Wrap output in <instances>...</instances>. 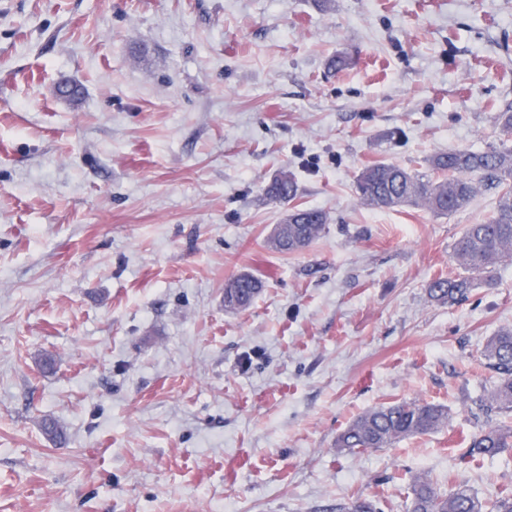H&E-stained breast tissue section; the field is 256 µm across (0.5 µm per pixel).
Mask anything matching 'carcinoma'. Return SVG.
<instances>
[{
	"label": "carcinoma",
	"instance_id": "obj_1",
	"mask_svg": "<svg viewBox=\"0 0 512 512\" xmlns=\"http://www.w3.org/2000/svg\"><path fill=\"white\" fill-rule=\"evenodd\" d=\"M430 174H417L398 164H372L356 181L361 202L387 209L415 202L440 215L465 207L481 189L493 190L498 200L491 214L470 224L454 246L453 260L463 270L456 278L439 276L428 293L436 300L466 299L478 276H493L498 261L512 253V150H458L440 153L428 160ZM267 200L281 205L297 198L294 178L286 173L274 177L264 188ZM328 222L325 212L295 205L283 223L276 226L269 244L272 249L295 254L318 239ZM262 283L249 274L234 277L224 288V307L242 310L260 293ZM484 357L495 373L489 394L477 402L472 415L483 427L472 435L468 455L494 458L512 448V427L497 422L512 413V328L500 330L486 344ZM448 422L446 408L424 401L391 404L368 410L348 424L336 437L341 451L387 448L395 441L438 430ZM407 512H512V494L501 492L485 505L460 485L445 494L427 476L415 475L410 485ZM328 512H382L374 499L341 500Z\"/></svg>",
	"mask_w": 512,
	"mask_h": 512
}]
</instances>
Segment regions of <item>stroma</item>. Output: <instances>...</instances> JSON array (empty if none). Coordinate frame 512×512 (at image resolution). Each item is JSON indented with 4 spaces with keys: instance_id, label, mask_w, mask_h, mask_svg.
Returning a JSON list of instances; mask_svg holds the SVG:
<instances>
[{
    "instance_id": "35a3bbf8",
    "label": "stroma",
    "mask_w": 512,
    "mask_h": 512,
    "mask_svg": "<svg viewBox=\"0 0 512 512\" xmlns=\"http://www.w3.org/2000/svg\"><path fill=\"white\" fill-rule=\"evenodd\" d=\"M511 104L512 0H0V512H406L418 473L512 491V451L467 457L512 264L428 293L496 194L437 215L355 191L512 147ZM284 171L329 216L296 254L267 243ZM242 272L264 287L225 310ZM413 400L447 425L336 450ZM326 511L330 512H383L380 503L374 499H348L336 501Z\"/></svg>"
}]
</instances>
